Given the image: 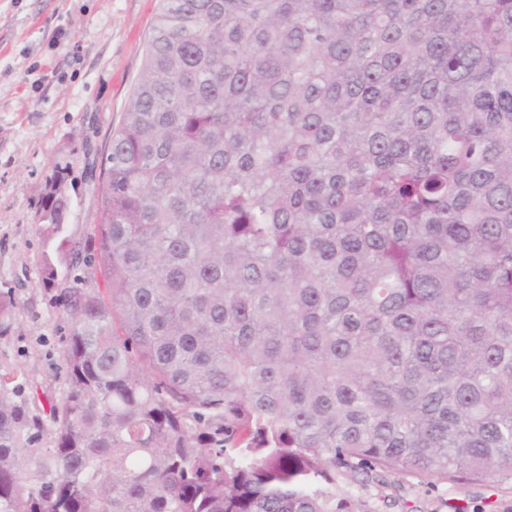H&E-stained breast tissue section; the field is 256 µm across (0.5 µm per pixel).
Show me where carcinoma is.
<instances>
[{"instance_id": "cac0c4a2", "label": "carcinoma", "mask_w": 512, "mask_h": 512, "mask_svg": "<svg viewBox=\"0 0 512 512\" xmlns=\"http://www.w3.org/2000/svg\"><path fill=\"white\" fill-rule=\"evenodd\" d=\"M100 167L82 243L39 197L68 390L0 371V512L512 479V0H160Z\"/></svg>"}]
</instances>
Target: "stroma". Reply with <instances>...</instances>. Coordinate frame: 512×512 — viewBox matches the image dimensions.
Wrapping results in <instances>:
<instances>
[{
  "mask_svg": "<svg viewBox=\"0 0 512 512\" xmlns=\"http://www.w3.org/2000/svg\"><path fill=\"white\" fill-rule=\"evenodd\" d=\"M159 0H0V290L13 315L0 333V369L22 372L26 397L67 389L68 319L41 284L36 202L65 169L66 236L82 241L99 219L91 183L138 81ZM360 512H512V480L434 487L392 475L337 477Z\"/></svg>",
  "mask_w": 512,
  "mask_h": 512,
  "instance_id": "1",
  "label": "stroma"
}]
</instances>
